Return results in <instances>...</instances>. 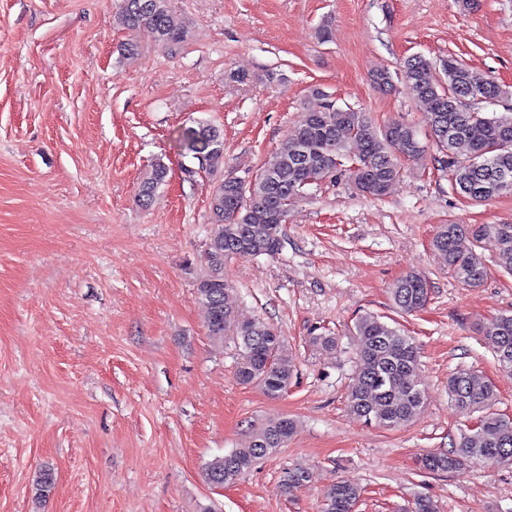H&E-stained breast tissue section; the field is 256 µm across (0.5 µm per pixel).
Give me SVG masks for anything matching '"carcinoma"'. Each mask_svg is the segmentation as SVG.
I'll use <instances>...</instances> for the list:
<instances>
[{
  "mask_svg": "<svg viewBox=\"0 0 512 512\" xmlns=\"http://www.w3.org/2000/svg\"><path fill=\"white\" fill-rule=\"evenodd\" d=\"M117 22L134 39L120 45L133 55L135 38L145 35L162 47L176 49L187 40L188 26L170 13L168 0H121ZM401 79L405 89L426 106L425 124L436 148L434 160L448 173L452 189L475 202L502 194L492 184V172L512 178V113L472 112L468 99L497 102L507 92L483 73L453 56L441 65L423 55L407 57ZM322 100L320 108L302 112L291 137L287 138L260 166L253 192L240 194L238 187L223 178L214 183L210 197L213 232L205 253L206 267L196 279V299L206 313L208 336L224 343L231 330L240 349L238 380L257 384L271 395L284 392L291 382L295 364L284 338L260 320L237 322L232 288L224 279V265L238 256H274L270 247L271 197L280 194L286 205L320 183L346 176L355 188L370 197H381L400 179L405 163L416 162L426 149L417 128L409 123L382 126L361 109L339 107L319 87L310 90ZM179 145L214 172L224 163L221 131L208 123L183 129ZM468 148L461 159L455 152ZM168 168L159 163L141 182L138 200L150 203L165 182ZM470 248L461 249L463 238ZM443 259L448 274L469 288L483 285L488 276L484 252H492L495 265L512 274V224H442L431 241ZM395 308L405 314L422 310L429 300V283L417 272L397 279L391 289ZM352 336L360 339L355 371L347 392L350 412L367 423L392 429L406 425L422 409L424 391L419 387L420 355L414 340L401 330L365 313L356 318ZM482 336L499 367L512 371V314L491 321ZM448 393L458 411L479 413L476 426L461 434L457 445L446 452H430L421 459L430 473H463L476 463L512 465V419L498 413L495 386L471 369H459L448 377ZM297 424L288 417L270 420L253 433L249 445L207 461L205 482L222 488L239 479L260 460L288 442ZM309 471L291 466L282 472L281 485L288 493L309 482ZM54 485L53 473L39 472L34 482L35 497L44 501ZM362 495L356 484L337 482L324 493L321 512H355Z\"/></svg>",
  "mask_w": 512,
  "mask_h": 512,
  "instance_id": "1",
  "label": "carcinoma"
}]
</instances>
